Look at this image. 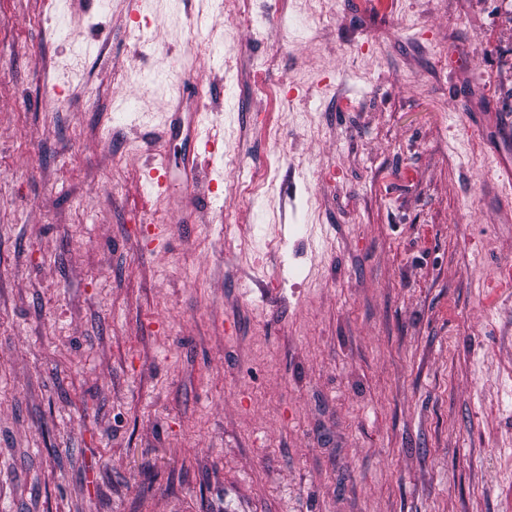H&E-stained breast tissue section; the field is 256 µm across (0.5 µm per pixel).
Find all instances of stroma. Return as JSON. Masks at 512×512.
Wrapping results in <instances>:
<instances>
[{"label":"stroma","instance_id":"35a3bbf8","mask_svg":"<svg viewBox=\"0 0 512 512\" xmlns=\"http://www.w3.org/2000/svg\"><path fill=\"white\" fill-rule=\"evenodd\" d=\"M221 2L0 0V512H512V0Z\"/></svg>","mask_w":512,"mask_h":512}]
</instances>
